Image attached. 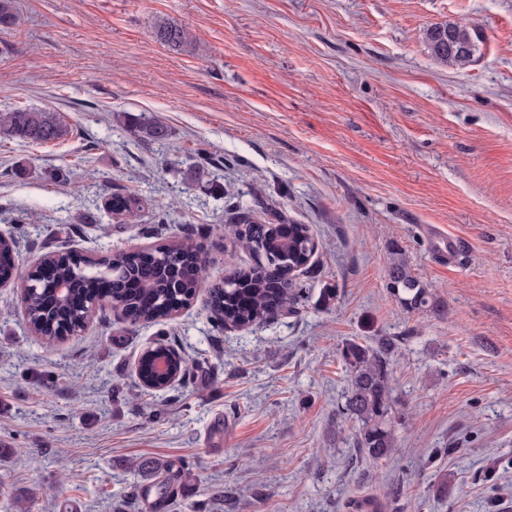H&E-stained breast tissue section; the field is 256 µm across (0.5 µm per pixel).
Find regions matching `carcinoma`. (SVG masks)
I'll list each match as a JSON object with an SVG mask.
<instances>
[{
	"mask_svg": "<svg viewBox=\"0 0 512 512\" xmlns=\"http://www.w3.org/2000/svg\"><path fill=\"white\" fill-rule=\"evenodd\" d=\"M159 41L169 47L186 43L190 35L177 24L165 23L157 30ZM470 46L475 56L482 42L477 27L463 23H441L426 30L431 56L442 65H459L448 52V39ZM145 139L161 140L167 129L157 122H133ZM67 127L56 113L47 109H13L0 112V136L32 145L63 139ZM112 215L135 219L143 209L134 193H115L111 198ZM229 223L236 225L235 235L253 254L255 264L240 268L210 289V311L214 321L223 325L249 327L277 313L288 301L298 298L306 286L297 281V272L306 268L316 251V243L307 224H262L250 211L231 208ZM54 283L68 289L66 296L49 294L43 288V265L20 275L35 285L23 297L31 330L47 340L60 339L59 332L83 320L86 302L96 296L102 280L112 282V303L122 320L131 326L172 319L178 310L191 303L192 290L202 278L205 265L193 245L163 244L151 257L140 252L115 251L99 259L82 255L45 256ZM387 288L411 313L434 307L430 289L414 276L402 254L387 263ZM393 339L381 336L364 345L349 342L342 356L352 375L343 405L344 414L359 424L356 447L374 461L390 458L396 448L392 426L394 400L388 382Z\"/></svg>",
	"mask_w": 512,
	"mask_h": 512,
	"instance_id": "obj_1",
	"label": "carcinoma"
}]
</instances>
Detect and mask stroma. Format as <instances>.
<instances>
[{"label":"stroma","mask_w":512,"mask_h":512,"mask_svg":"<svg viewBox=\"0 0 512 512\" xmlns=\"http://www.w3.org/2000/svg\"><path fill=\"white\" fill-rule=\"evenodd\" d=\"M14 4L0 111L48 108L69 129L0 139L18 271L176 240L208 282L170 320L100 311L59 342L0 288V512H512V0ZM164 22L189 42L160 44ZM445 22L480 29L474 62L431 57L426 30ZM228 187L317 243L304 295L247 330L208 311L210 283L254 263L226 227ZM124 191L145 209L118 224L106 202ZM430 227L461 239L459 264L433 259ZM396 250L433 309L389 293ZM381 336L400 419L395 454L373 461L341 413L342 349ZM158 342L189 367L152 391L137 367ZM149 483L167 497L148 503Z\"/></svg>","instance_id":"stroma-1"}]
</instances>
